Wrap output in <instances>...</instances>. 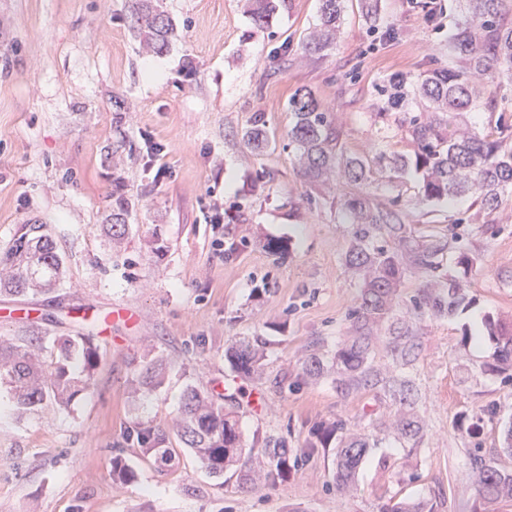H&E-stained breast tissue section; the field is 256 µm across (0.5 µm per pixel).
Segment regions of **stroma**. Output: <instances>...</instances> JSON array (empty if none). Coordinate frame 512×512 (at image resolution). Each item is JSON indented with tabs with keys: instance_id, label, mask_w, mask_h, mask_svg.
<instances>
[{
	"instance_id": "obj_1",
	"label": "stroma",
	"mask_w": 512,
	"mask_h": 512,
	"mask_svg": "<svg viewBox=\"0 0 512 512\" xmlns=\"http://www.w3.org/2000/svg\"><path fill=\"white\" fill-rule=\"evenodd\" d=\"M376 2L370 24L365 0H345L336 46L310 56L302 42L320 0H287L266 29L246 0H159L173 24L160 53L136 37L127 0H0V252L18 225L44 224L66 267L57 292L0 295V343L48 364L54 337L85 334L99 356L92 389L67 407L21 413L0 385V512H382L410 500L481 512L474 459L512 470V379L483 368L495 350L485 317L512 319V196L491 213L472 193L428 202L414 171L378 166L362 187L415 237L444 242V273L468 280L445 316L414 308L425 275L400 287L396 312L420 344L418 440L383 429L395 411L384 395L338 393L329 373L300 377L307 356L352 335L361 282L345 264L350 188L303 177L288 100L311 90L336 114L347 155H413L400 131L380 134L376 88L454 66L448 37L464 20L459 0L437 25L406 0ZM257 119L270 136L261 150L245 138ZM122 198L116 244L105 224ZM267 238L287 244L285 262L268 256ZM461 251L475 259L466 274ZM119 305L135 319L111 321ZM253 336L267 342L263 372L242 379L225 352ZM146 359L166 368L154 389L133 383ZM192 387L234 394L244 448L287 438V474L252 488L235 470L202 468L175 428ZM337 420L375 441L347 492L333 481V449L309 445ZM136 423L164 430L171 462L126 446ZM116 454L135 481H113Z\"/></svg>"
}]
</instances>
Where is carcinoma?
I'll return each instance as SVG.
<instances>
[{
    "label": "carcinoma",
    "mask_w": 512,
    "mask_h": 512,
    "mask_svg": "<svg viewBox=\"0 0 512 512\" xmlns=\"http://www.w3.org/2000/svg\"><path fill=\"white\" fill-rule=\"evenodd\" d=\"M134 31L146 45L163 50L173 31L170 19L159 12L152 0H130ZM255 26H269L277 12L275 0H247ZM344 0H322L321 23L306 37L303 50L310 56L333 48L341 32ZM467 19L448 39L456 66L435 69L413 80L400 75L377 87L378 93L394 107L407 97L426 101L424 110L405 112L397 119V129L406 132L415 144L414 158L402 154L380 156L375 163L401 174L409 167L420 175L423 196L441 201L476 193L480 209L496 211L504 196L512 195V126L495 121L484 133L462 122L466 112L495 111L490 87L497 81L512 82V24L504 16L512 13V0H464ZM296 121L289 136L299 151V164L310 182L332 177L358 186L367 180L370 164L361 157H347L341 145L336 113L320 108L306 89H299L289 101ZM247 143L268 145L265 126L254 122ZM343 215L355 225L346 253L347 265L363 276L359 305L352 313L355 335L336 348V390L342 394L361 389L381 388L398 405L391 425L405 440H415L421 432L414 406L416 387L404 369L418 359L419 344L412 327L395 317L396 298L409 269L428 276L419 289L415 304L421 311L436 315L452 313L464 300L468 282L462 277H440L439 255L445 245L439 241L420 242L401 223L393 210L373 205L366 197L351 193L341 202ZM0 294L50 293L64 284L65 268L52 235L44 224H22L10 246L0 254ZM385 329L386 349L393 369L384 373L375 361L377 333ZM489 339L495 343L493 362L487 367L500 374L512 371V320H485ZM266 342L259 338L242 340L227 349L235 371L245 377L261 373ZM55 361L44 366L34 361L22 347L9 351L0 347V379L10 384L16 406L23 412L40 408L50 400L69 404L93 386L97 366L96 350L86 336H59L53 341ZM302 377L322 375L325 365L312 354L302 363ZM141 383L158 386L162 373L155 364L138 373ZM177 432L205 470L224 475L241 463V477L256 485L274 483L288 467V446L280 438H269L257 453L242 459L243 446L236 412L224 408L209 395L192 388L187 393ZM127 437L146 455L171 460L165 448L166 433L151 426L135 425ZM335 445L334 478L338 487L350 489L371 448L369 437L351 433L338 421L323 430L310 444L312 448ZM474 482L482 499L490 504L512 500V472L489 465L474 470ZM385 512H435L420 501L395 503Z\"/></svg>",
    "instance_id": "obj_1"
}]
</instances>
